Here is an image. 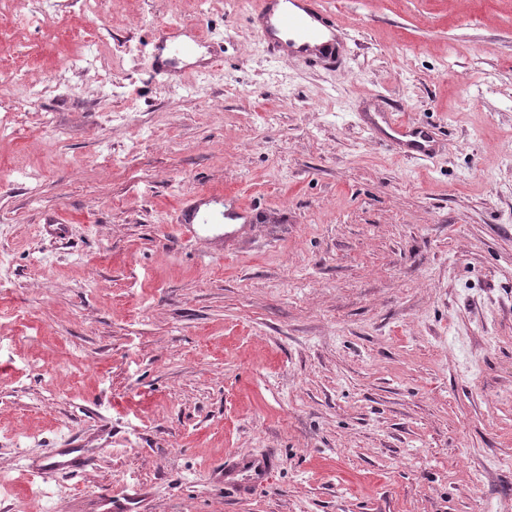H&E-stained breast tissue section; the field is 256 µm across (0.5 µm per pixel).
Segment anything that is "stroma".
Returning <instances> with one entry per match:
<instances>
[{
    "label": "stroma",
    "instance_id": "1",
    "mask_svg": "<svg viewBox=\"0 0 512 512\" xmlns=\"http://www.w3.org/2000/svg\"><path fill=\"white\" fill-rule=\"evenodd\" d=\"M322 3L336 71L238 0H0L44 92L0 134V512H512V0ZM169 24L222 64L150 78ZM381 97L444 148L375 142ZM211 189L253 222L182 231ZM74 438L91 469L24 470ZM271 468L269 458L239 456L224 466V484L242 488L260 486L268 479Z\"/></svg>",
    "mask_w": 512,
    "mask_h": 512
}]
</instances>
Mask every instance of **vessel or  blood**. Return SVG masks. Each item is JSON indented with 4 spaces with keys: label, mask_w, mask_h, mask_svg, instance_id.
Wrapping results in <instances>:
<instances>
[{
    "label": "vessel or blood",
    "mask_w": 512,
    "mask_h": 512,
    "mask_svg": "<svg viewBox=\"0 0 512 512\" xmlns=\"http://www.w3.org/2000/svg\"><path fill=\"white\" fill-rule=\"evenodd\" d=\"M253 28L276 55L298 58L306 64L336 69L349 58L342 28L322 7L321 0H257L249 17ZM178 26L163 27L152 41L150 73L155 77L176 71L185 45ZM364 122L377 140L397 156L427 159L438 150L433 131L409 117L401 105L380 99L377 110L365 115ZM224 194L213 191L184 199L179 207L183 224L208 223L211 207L223 203ZM270 459L239 456L224 467V483L232 487L262 485L269 477Z\"/></svg>",
    "instance_id": "vessel-or-blood-1"
}]
</instances>
